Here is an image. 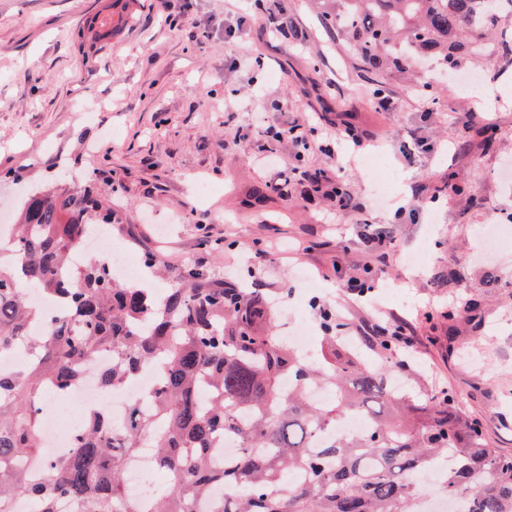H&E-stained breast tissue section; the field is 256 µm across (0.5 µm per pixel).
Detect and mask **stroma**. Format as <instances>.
Instances as JSON below:
<instances>
[{"mask_svg":"<svg viewBox=\"0 0 512 512\" xmlns=\"http://www.w3.org/2000/svg\"><path fill=\"white\" fill-rule=\"evenodd\" d=\"M265 7L246 20V35L230 38L227 0H142L136 23L117 24L102 50L82 53L79 22L111 13L112 0H0V175L21 167L28 183L44 186L62 168L98 172L114 187L113 208L168 264L245 274L271 292L297 288V272H306L355 339L377 319L404 320L417 338L418 390L452 389L493 447L512 454V239L489 258L475 255L486 226L512 225V188L501 182L512 163V63L477 69L486 106L437 63L369 80L321 27L318 0ZM248 54L258 66H232ZM377 87L398 111L372 108ZM228 97L238 107L231 116ZM429 97L438 103L431 115ZM86 99L105 106L90 121L77 109ZM263 103L279 128L306 121L325 137L350 123L369 133L385 157L383 177L408 179L436 203L405 212L400 198L380 202L344 142L329 155L249 133ZM419 138L437 145L438 157L414 151ZM201 180L212 194L199 200ZM338 188L357 209L337 210ZM367 223L389 231L387 257L359 239ZM205 235L224 241L222 254L199 248ZM300 241L308 251L298 257L248 258L257 243ZM367 264L373 292L348 295L344 279ZM490 268L498 287L485 283ZM448 270L457 279L438 287L435 273ZM452 297L477 311L466 321L439 315Z\"/></svg>","mask_w":512,"mask_h":512,"instance_id":"obj_1","label":"stroma"}]
</instances>
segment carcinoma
Returning a JSON list of instances; mask_svg holds the SVG:
<instances>
[{
	"label": "carcinoma",
	"instance_id": "1",
	"mask_svg": "<svg viewBox=\"0 0 512 512\" xmlns=\"http://www.w3.org/2000/svg\"><path fill=\"white\" fill-rule=\"evenodd\" d=\"M335 2L323 24L368 72L419 58L435 57L453 73L469 56L512 59V0ZM87 33L93 47L108 38L112 16L91 18ZM112 215L97 179L77 185L61 171L52 186L25 191L11 242L0 244V356L19 344L30 354L25 366L0 371V504L23 494L33 512H56L61 497L80 512H196L221 485L224 500L212 512H418L420 480L443 462V492L469 504L458 512H512V455L489 444L451 390L395 392L390 374L408 367L396 345L379 344L386 367L372 368L338 343L340 322L330 313L322 351L306 364L276 335L262 290L226 283L218 270L167 269L147 252L149 271L167 280L159 295L118 283L98 257L72 266L94 226L112 224ZM65 271L71 288L60 287ZM29 290L62 303L41 335L31 334L43 315ZM102 354L112 356L106 385L142 368L161 373L152 411L134 405L116 424L91 406L71 449L45 455L47 395H66L82 363ZM287 376L295 385L284 391ZM313 385L335 389L336 399L309 401ZM353 411L372 419L365 433L317 440ZM228 436L240 451L219 467L211 448ZM146 439L169 475L150 502L127 493L124 473ZM23 459L40 461L41 481L30 480Z\"/></svg>",
	"mask_w": 512,
	"mask_h": 512
}]
</instances>
